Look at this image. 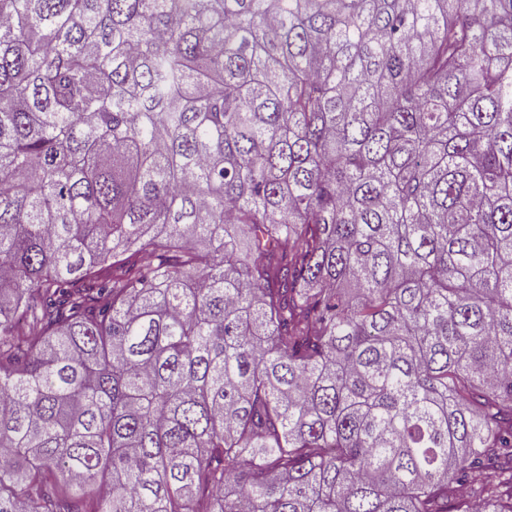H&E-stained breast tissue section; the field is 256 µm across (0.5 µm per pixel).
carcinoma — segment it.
<instances>
[{
	"label": "carcinoma",
	"instance_id": "carcinoma-1",
	"mask_svg": "<svg viewBox=\"0 0 512 512\" xmlns=\"http://www.w3.org/2000/svg\"><path fill=\"white\" fill-rule=\"evenodd\" d=\"M512 512V0H0V512Z\"/></svg>",
	"mask_w": 512,
	"mask_h": 512
}]
</instances>
